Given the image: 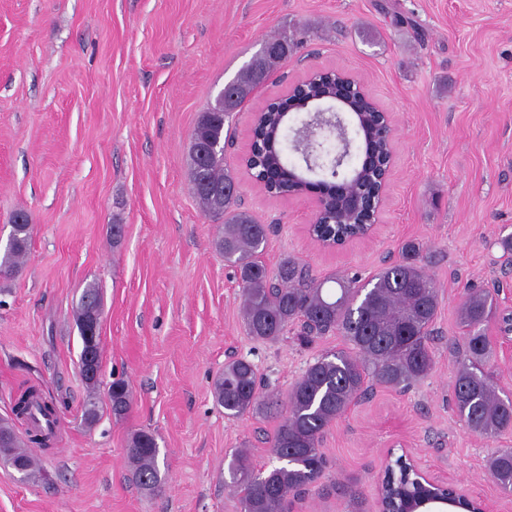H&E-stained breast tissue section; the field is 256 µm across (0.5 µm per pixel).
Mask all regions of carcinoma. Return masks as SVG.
<instances>
[{
	"instance_id": "cac0c4a2",
	"label": "carcinoma",
	"mask_w": 512,
	"mask_h": 512,
	"mask_svg": "<svg viewBox=\"0 0 512 512\" xmlns=\"http://www.w3.org/2000/svg\"><path fill=\"white\" fill-rule=\"evenodd\" d=\"M301 41L288 31L268 39L261 50L224 88L213 104L198 117L190 136V182L202 211L224 224L218 247L224 261L236 269L241 285L242 314L246 330L257 340L273 342L288 325L300 324L304 338L337 333L348 349L328 351L309 365L305 374L285 399L263 394L255 366L235 359L224 366L214 383V397L224 407V415L238 418L249 410L263 408L282 418L272 438L273 455L280 465L264 470L254 465L250 453L237 448L231 453L228 475L239 496L242 512H286L288 498L319 485L327 461L320 443L325 429L341 417L371 385L402 389L426 376L433 368L428 342L437 315L439 295L435 282L425 271L420 245L407 242L402 260L382 268L367 282L357 285L336 278L335 288L310 277L293 258L281 261L275 274L259 262L268 236V227L241 209L234 178L224 172V123L237 111L255 87L273 69L288 62ZM283 124L257 132L255 150L249 159L253 176L276 194L300 191L296 179L277 142ZM322 193L334 201L328 214L336 218V208L344 186L322 182ZM369 215L360 213L343 224H317L319 237L351 236L363 230ZM32 225L24 213L15 215L9 243L0 257V277L13 274L24 262L29 249ZM102 306L101 289L88 283L74 309L77 325H82L93 308ZM493 314L488 288H468L460 303L461 323L469 330L465 361L456 373L453 402L467 428L480 434L512 430V399L502 398L493 378L485 371L490 355L487 337L481 332ZM88 399L84 419L94 424L99 416V381L85 380ZM112 414L124 415L130 408L132 392L123 379L112 381L108 389ZM13 408L30 424L26 437L15 426L0 421V464L23 472L28 478L39 471L31 448L52 447L57 437L58 411L53 400L37 389H25ZM128 459L136 482L145 489L160 484L158 445L154 436L135 434ZM490 473L505 492L512 491V448L498 451L490 460ZM388 498L425 491L414 477L397 469L382 481Z\"/></svg>"
}]
</instances>
